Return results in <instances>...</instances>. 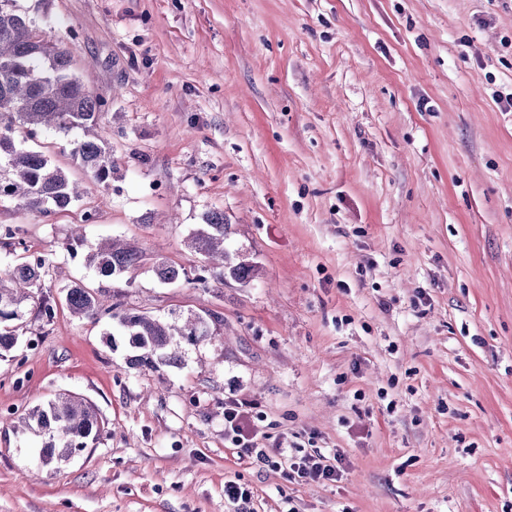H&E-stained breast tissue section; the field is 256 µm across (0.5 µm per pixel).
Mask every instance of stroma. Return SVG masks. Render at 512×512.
I'll return each mask as SVG.
<instances>
[{
  "label": "stroma",
  "instance_id": "obj_1",
  "mask_svg": "<svg viewBox=\"0 0 512 512\" xmlns=\"http://www.w3.org/2000/svg\"><path fill=\"white\" fill-rule=\"evenodd\" d=\"M106 100L115 164L44 216L0 201L19 246L49 257L51 321L0 356V414L58 393L104 421L92 446L32 476L36 439L0 422V512H512V0H19ZM211 210L253 280L193 283ZM120 238L133 277L66 247ZM187 279L160 284L157 259ZM81 282L212 337L181 365L130 368L108 319L73 316ZM253 406L288 457L341 455L335 481L286 480L224 438Z\"/></svg>",
  "mask_w": 512,
  "mask_h": 512
}]
</instances>
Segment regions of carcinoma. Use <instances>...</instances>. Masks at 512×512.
<instances>
[{
  "instance_id": "carcinoma-1",
  "label": "carcinoma",
  "mask_w": 512,
  "mask_h": 512,
  "mask_svg": "<svg viewBox=\"0 0 512 512\" xmlns=\"http://www.w3.org/2000/svg\"><path fill=\"white\" fill-rule=\"evenodd\" d=\"M107 102L90 92L72 69L70 52L45 40L35 23L18 8L17 0H0V198L43 215L62 212L79 199L78 187L41 150L24 146L37 131L56 130L78 137L70 141L69 154L96 181L109 186L112 181V157L106 139L96 133L99 114ZM228 225L224 213L211 211L204 224L190 236V246L201 254L206 265L196 277L205 285L211 278L230 275L247 281L254 266L235 262L224 249ZM142 253L136 247L114 238L89 247L86 263L96 275L121 276L136 271ZM46 259L40 255L0 270V354L17 343L14 322L32 314L51 319L54 308L43 295ZM155 277L173 283L185 272L160 259L154 266ZM66 303L82 318L112 320L120 335L128 339L134 355L128 358L132 368L155 370L176 364L182 358V345H198L207 340L209 327L196 317L184 321L178 316L166 319L124 307L112 296L97 293L82 283L67 287ZM22 431L40 437L34 455L44 468L66 461L96 441L104 422L95 407L86 400L59 393L19 418Z\"/></svg>"
}]
</instances>
